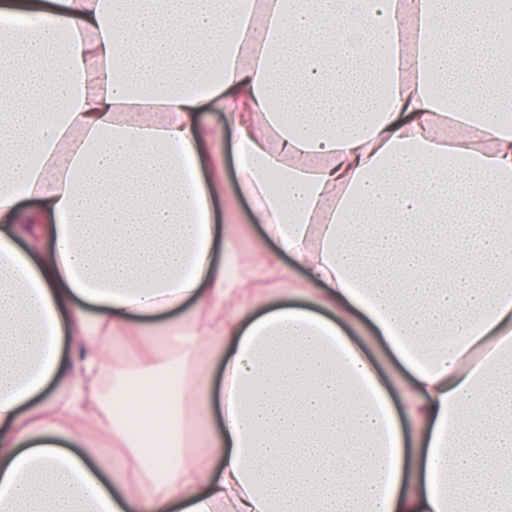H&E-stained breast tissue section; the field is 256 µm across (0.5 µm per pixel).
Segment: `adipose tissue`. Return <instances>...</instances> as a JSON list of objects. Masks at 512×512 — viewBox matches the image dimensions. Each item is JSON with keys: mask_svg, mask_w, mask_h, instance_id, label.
Masks as SVG:
<instances>
[{"mask_svg": "<svg viewBox=\"0 0 512 512\" xmlns=\"http://www.w3.org/2000/svg\"><path fill=\"white\" fill-rule=\"evenodd\" d=\"M508 41L512 0H0V512H512ZM205 108L304 283L227 279ZM351 332L358 338L381 371L403 372V367L390 355L389 349L383 341L374 336H362L368 334H362L358 329Z\"/></svg>", "mask_w": 512, "mask_h": 512, "instance_id": "obj_1", "label": "adipose tissue"}]
</instances>
